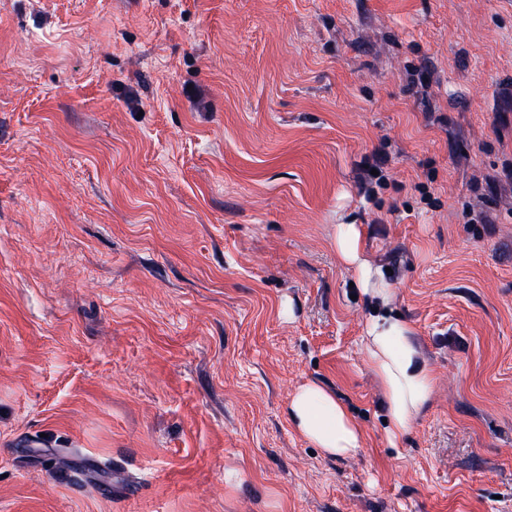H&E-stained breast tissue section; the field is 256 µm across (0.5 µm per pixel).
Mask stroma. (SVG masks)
<instances>
[{
  "mask_svg": "<svg viewBox=\"0 0 512 512\" xmlns=\"http://www.w3.org/2000/svg\"><path fill=\"white\" fill-rule=\"evenodd\" d=\"M511 169L512 0H0V512H512ZM343 223L434 377L394 442ZM297 431L329 455L345 457L363 446V430L336 396L315 383L301 385L288 404Z\"/></svg>",
  "mask_w": 512,
  "mask_h": 512,
  "instance_id": "stroma-1",
  "label": "stroma"
}]
</instances>
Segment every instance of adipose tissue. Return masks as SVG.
Here are the masks:
<instances>
[{"instance_id": "obj_1", "label": "adipose tissue", "mask_w": 512, "mask_h": 512, "mask_svg": "<svg viewBox=\"0 0 512 512\" xmlns=\"http://www.w3.org/2000/svg\"><path fill=\"white\" fill-rule=\"evenodd\" d=\"M333 248L337 264L354 274L370 311L361 347L382 390L387 433L391 439H400L411 432L430 401V369L412 325L392 314L395 292L368 258L360 225H336ZM288 416L302 436L329 455L349 456L363 446L362 428L332 392L317 384L297 388Z\"/></svg>"}]
</instances>
